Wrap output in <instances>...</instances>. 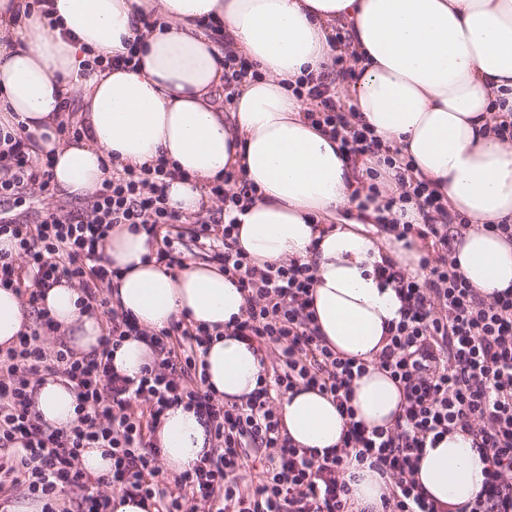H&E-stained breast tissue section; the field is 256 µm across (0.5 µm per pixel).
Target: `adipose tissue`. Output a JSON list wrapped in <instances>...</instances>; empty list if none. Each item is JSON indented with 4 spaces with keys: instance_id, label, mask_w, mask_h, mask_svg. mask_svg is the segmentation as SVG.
Returning a JSON list of instances; mask_svg holds the SVG:
<instances>
[{
    "instance_id": "1",
    "label": "adipose tissue",
    "mask_w": 512,
    "mask_h": 512,
    "mask_svg": "<svg viewBox=\"0 0 512 512\" xmlns=\"http://www.w3.org/2000/svg\"><path fill=\"white\" fill-rule=\"evenodd\" d=\"M50 24L30 0H0V130L29 138L32 156L51 158L54 185L74 197L95 193L113 163H173L187 175L168 198L185 213L209 205L208 187L225 170L243 172L261 196L241 214L238 244L256 265L313 260L316 324L336 352L367 365L351 404L367 427L391 426L403 395L374 359L384 328L398 316L392 287L376 264L391 258L419 270L418 244L373 236L374 208L352 195L368 160H348L338 141L311 126L290 86L331 65L335 33L357 62L343 98L383 142L401 149L472 228L457 246L463 276L488 295L512 286V242L490 225L512 220V146L490 130V113L512 109V0H49ZM141 37L138 70L89 71L84 61L122 53ZM257 63L262 80L239 87L224 108V51ZM80 98L84 136L64 141L65 105ZM157 244L144 231L115 226L103 252L121 271L111 302L149 331L188 318L214 341L203 356L207 379L225 404L244 402L263 372L245 340L227 335L245 298L215 264L179 271L146 261ZM64 281L42 303L77 356L99 346L97 313L81 310ZM32 317L0 288V348L17 342ZM32 407L45 426L68 428L74 389L49 380ZM282 432L299 448L339 443L344 421L332 400L296 388L279 403ZM168 474L210 450L205 427L183 407L165 411L155 433ZM486 463L470 435L449 433L426 449L416 478L430 499L454 512L481 491ZM356 512H379L386 480L368 466L347 468Z\"/></svg>"
}]
</instances>
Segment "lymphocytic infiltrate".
<instances>
[{"label":"lymphocytic infiltrate","mask_w":512,"mask_h":512,"mask_svg":"<svg viewBox=\"0 0 512 512\" xmlns=\"http://www.w3.org/2000/svg\"><path fill=\"white\" fill-rule=\"evenodd\" d=\"M343 45V35H336L329 70L299 77L292 92L303 99L306 119L339 140L349 159L379 155L393 170L395 189L387 195L376 183L378 170L366 171L378 231L427 245L417 273L390 259L377 267L401 301L400 318L388 322L375 358L403 392L394 424L370 429L356 420L351 384L366 365L342 357L322 338L311 296L313 263L289 258L261 268L238 247L235 215L258 198L254 183L225 171L209 189L214 208L186 215L169 206L166 194L179 169L163 161L140 168L116 163L78 213L51 212L33 223L0 217V234L16 242L15 254L0 253V287L15 292L35 318L15 346L0 349L1 501L21 490L43 500L42 512H110L113 488L151 502L155 512H195L201 502L208 512H352L344 478L352 457L386 477L381 512H444L423 495L415 474L424 449L458 430L471 436L487 466L480 494L457 512H512V288L487 297L473 288L454 256L469 220L451 213L427 181L413 177L411 161L344 109L336 80L353 75L354 57ZM52 184L50 161L34 159L23 137L0 139V201L23 188L46 193ZM410 205L421 223L401 221ZM119 224L158 238L156 260L170 270L185 263L181 227L191 225L195 247L242 291L246 307L231 325L233 335L272 347L278 359L245 403L226 405L212 390L198 360L212 338L207 330L180 319L145 333L128 314L107 308L104 291L120 271L110 266L103 243ZM63 278L80 291L83 309L107 310L100 348L86 357L43 343L54 327L40 302ZM141 334L151 364L134 377L118 374L113 352ZM49 378L77 393L70 428L46 427L32 408L34 383ZM300 386L330 396L344 418L336 449L299 448L282 435L275 402ZM179 405L202 417L212 450L168 478L153 437L164 412ZM250 444L263 458L260 469L246 475L241 450ZM87 448L108 449V475L93 478L80 468ZM92 483L100 492L88 493Z\"/></svg>","instance_id":"obj_1"}]
</instances>
